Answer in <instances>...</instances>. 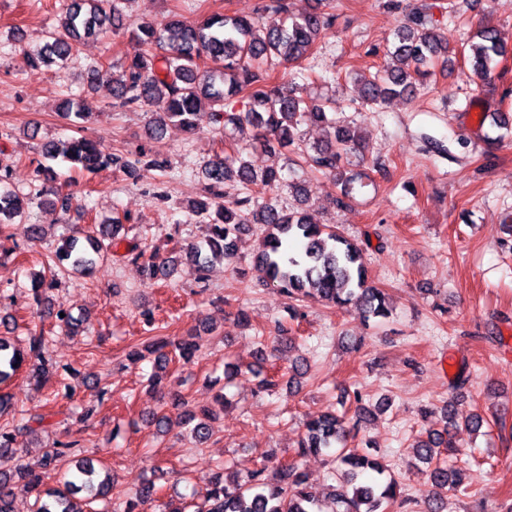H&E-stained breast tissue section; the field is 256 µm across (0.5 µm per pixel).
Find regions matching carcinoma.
Listing matches in <instances>:
<instances>
[{
	"label": "carcinoma",
	"mask_w": 512,
	"mask_h": 512,
	"mask_svg": "<svg viewBox=\"0 0 512 512\" xmlns=\"http://www.w3.org/2000/svg\"><path fill=\"white\" fill-rule=\"evenodd\" d=\"M135 0H63L59 26L47 31L43 44L31 56L30 66L62 67L72 58L79 43L109 32L126 34L134 51L118 70L103 73L92 70L91 79L101 75L112 82V96L120 107L149 104L155 107L146 129L148 138L163 134L174 123L189 134L204 126L223 132L250 129L252 140L270 152L291 146L300 147L298 126L317 123L325 135L313 153L304 154V162L341 182L342 207L350 197L354 178L343 175L344 159L360 149V139L352 128L336 119L335 102L310 99L297 88L273 85L269 70L277 63H297L331 27L330 15L322 9L323 0H314L308 10L292 15L279 5L265 9L277 15L260 21L231 15H211L200 22H190L171 12L162 21H143L130 6ZM471 71L487 76L498 58L508 55L498 32L491 26L478 30L469 44ZM456 53L448 35L415 18L397 28L390 63L364 81L362 98L378 106L393 97H410L428 76L429 68L450 62ZM246 101L245 110L230 108L234 100ZM64 119L78 124L89 116L84 101L67 103ZM246 148L230 154H213L203 166L209 201L194 208V213L208 221L207 234L199 243L179 249V258H162L132 246L124 257L138 263L149 281L168 279L180 262L194 275L200 288L213 262L234 255L238 234L246 224L262 227V238L253 257L265 284L277 288L292 301L318 297L337 308L354 307L364 318L388 319L392 314L385 292L369 283L365 249L325 224L307 219L302 207L284 211L259 195L272 189L281 179L280 169L271 164L255 172L244 159ZM44 158L59 157L82 172L96 174L110 167L123 170L150 163L163 168L164 162L147 161L145 148L126 154L103 150L98 141L86 137L66 143L46 141L41 145ZM240 183L243 197H228L224 187ZM47 204L63 214L73 208L72 196L57 189L49 191ZM24 201L12 192H0V228L23 214ZM124 224L118 218L101 222L83 233L73 230L55 251L59 264H68L75 272L88 275L103 254L117 247ZM40 314L56 324L75 328L79 321L59 299L37 298ZM65 317H60V314ZM197 334L191 332L175 341L167 336H149L141 347H132L128 356L141 360L154 357L150 386H160L162 375L177 360L191 362L198 351ZM43 331L32 330L17 342L0 334V385L9 380L17 366L29 357L38 361L33 380L47 383L57 371V364L45 356ZM173 405L184 408L178 420L166 414H152L151 421L162 433L172 427H185L201 444L212 436L208 411L189 408L178 391H169ZM49 413H30L22 424L0 425V512H14L17 495L35 494L33 512H91L90 504L109 491L112 475L95 465L92 458L77 457V441H59L47 448L42 457V471L33 474L19 466L3 470L16 459L27 436L46 425ZM305 432L297 456L320 454L336 449L334 462L341 480L333 489V500L344 506L343 512H389L401 508L396 481L383 463L365 448H350V431L344 418L336 413L316 415L304 424ZM458 427L455 412L445 410L442 427L433 428L418 439L414 456L426 465L430 489L425 496L424 512H444L448 488L459 485L457 472L440 461L441 447ZM220 472L197 494L194 512H322L319 494L308 482L298 462L264 464L233 471L232 478ZM59 476V486H47L51 475Z\"/></svg>",
	"instance_id": "cac0c4a2"
}]
</instances>
